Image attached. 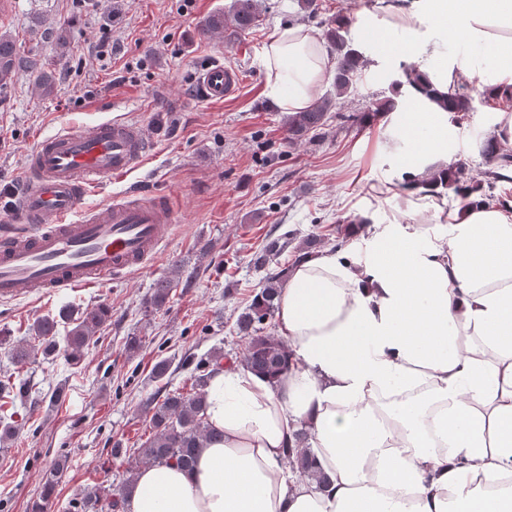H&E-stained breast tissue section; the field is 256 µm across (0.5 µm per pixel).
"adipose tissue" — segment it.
<instances>
[{
    "label": "adipose tissue",
    "instance_id": "ef3b65f1",
    "mask_svg": "<svg viewBox=\"0 0 512 512\" xmlns=\"http://www.w3.org/2000/svg\"><path fill=\"white\" fill-rule=\"evenodd\" d=\"M378 3L388 48L434 86L512 93V0ZM430 24L465 52L443 56ZM263 61L288 112L332 76L323 40L296 27L275 26ZM415 122L427 130L417 157L447 168L446 113ZM424 200L442 223L356 226L346 251L294 266L275 315L288 375L215 374L205 416L223 441L190 470L141 468L130 512H512V212ZM302 428L324 484L286 459Z\"/></svg>",
    "mask_w": 512,
    "mask_h": 512
}]
</instances>
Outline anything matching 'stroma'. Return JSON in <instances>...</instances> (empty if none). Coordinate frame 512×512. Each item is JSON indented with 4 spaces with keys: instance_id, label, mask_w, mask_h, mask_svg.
Returning a JSON list of instances; mask_svg holds the SVG:
<instances>
[{
    "instance_id": "stroma-1",
    "label": "stroma",
    "mask_w": 512,
    "mask_h": 512,
    "mask_svg": "<svg viewBox=\"0 0 512 512\" xmlns=\"http://www.w3.org/2000/svg\"><path fill=\"white\" fill-rule=\"evenodd\" d=\"M233 0H108L104 9L76 0H0V35L17 39L22 53L47 62L55 92L40 97L27 72L0 90V227L15 224L5 206L6 188L18 187L36 144L62 128L87 129L123 116L138 122L152 141L148 159L127 176L86 193V209L143 191L169 200L176 222L152 268L113 280L25 302L0 301V337L31 341L36 320L62 306L107 305L110 316L77 364L36 357L16 370L0 344V379L16 375L27 394L13 416L15 439L0 448V512H28L46 472L57 459L67 468L50 512H74L75 498L98 484L120 485L136 462V450L151 433L149 401L167 392L189 391L198 366L215 353L240 359L237 318L259 291L264 270L252 260L268 241L286 237L278 257L292 264L311 235L324 246L354 214L370 223H428L434 211L407 208L401 183L413 149L411 129L420 104L399 94L397 111L361 124H340L336 113L366 111L409 62L386 50L385 33L371 22L376 0H317L304 14L298 0H261V20L229 41L203 32L207 16L229 11ZM344 14L365 30L358 47L366 65L355 91L337 97L334 86L319 96L333 100L334 117L323 129L290 140L287 115L267 93L259 63L276 24H304L321 32L326 17ZM70 28V44L58 50L54 31ZM111 39L119 49L94 60L88 47ZM220 63L244 75L239 92L221 102L206 100L198 73ZM472 108L448 119V159L464 164L469 177L484 179L489 165L484 140L495 134L500 108L479 86H469ZM388 193L382 204L374 198ZM172 278L166 303L146 300L155 282ZM141 337L129 352V337ZM168 360L164 378L154 365ZM120 454H113L114 444Z\"/></svg>"
}]
</instances>
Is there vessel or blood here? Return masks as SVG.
<instances>
[{"mask_svg": "<svg viewBox=\"0 0 512 512\" xmlns=\"http://www.w3.org/2000/svg\"><path fill=\"white\" fill-rule=\"evenodd\" d=\"M241 82L239 70L221 64L198 75L210 101L234 95ZM149 152L142 126L123 118L40 141L17 193L19 225L0 236V300L100 286L153 261L175 222L166 200L133 196L81 208L89 188L127 175Z\"/></svg>", "mask_w": 512, "mask_h": 512, "instance_id": "obj_1", "label": "vessel or blood"}]
</instances>
